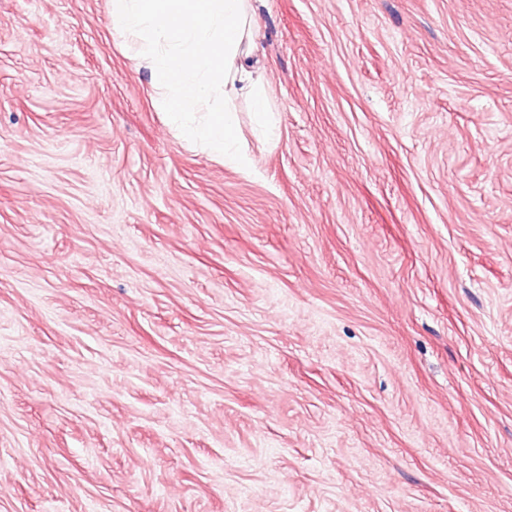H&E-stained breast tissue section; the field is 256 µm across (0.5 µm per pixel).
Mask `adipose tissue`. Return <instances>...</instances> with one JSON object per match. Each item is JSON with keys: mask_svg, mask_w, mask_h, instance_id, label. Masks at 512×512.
I'll return each instance as SVG.
<instances>
[{"mask_svg": "<svg viewBox=\"0 0 512 512\" xmlns=\"http://www.w3.org/2000/svg\"><path fill=\"white\" fill-rule=\"evenodd\" d=\"M112 26L136 44L137 63L177 137L225 166H247L237 136L241 98L261 133L275 136L251 0H112Z\"/></svg>", "mask_w": 512, "mask_h": 512, "instance_id": "obj_1", "label": "adipose tissue"}]
</instances>
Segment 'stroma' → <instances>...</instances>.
<instances>
[{
	"label": "stroma",
	"mask_w": 512,
	"mask_h": 512,
	"mask_svg": "<svg viewBox=\"0 0 512 512\" xmlns=\"http://www.w3.org/2000/svg\"><path fill=\"white\" fill-rule=\"evenodd\" d=\"M253 6L238 170L0 0V512H512V0Z\"/></svg>",
	"instance_id": "obj_1"
}]
</instances>
